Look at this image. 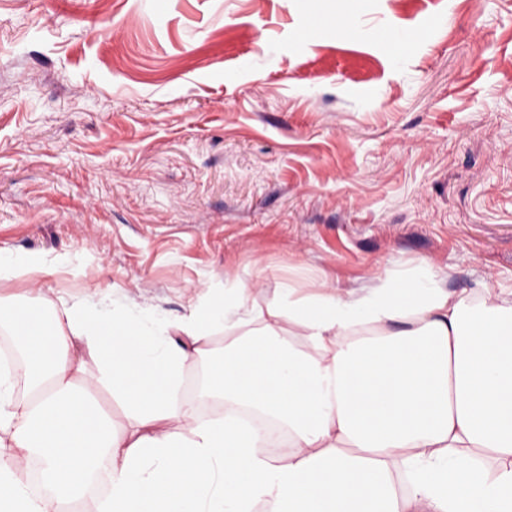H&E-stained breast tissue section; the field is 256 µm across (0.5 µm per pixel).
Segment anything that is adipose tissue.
<instances>
[{
	"mask_svg": "<svg viewBox=\"0 0 512 512\" xmlns=\"http://www.w3.org/2000/svg\"><path fill=\"white\" fill-rule=\"evenodd\" d=\"M258 295L227 289L177 340L125 305L0 296V330L22 355L0 363V512H76L98 470L97 512H512V294L469 301L427 275L301 299L289 287L282 326L255 314ZM221 323L240 333L205 355ZM202 357L218 420L177 398ZM103 385L133 430L114 427ZM243 407L287 431V455L241 424Z\"/></svg>",
	"mask_w": 512,
	"mask_h": 512,
	"instance_id": "ef3b65f1",
	"label": "adipose tissue"
}]
</instances>
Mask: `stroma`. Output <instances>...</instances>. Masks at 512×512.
I'll return each mask as SVG.
<instances>
[{
    "instance_id": "35a3bbf8",
    "label": "stroma",
    "mask_w": 512,
    "mask_h": 512,
    "mask_svg": "<svg viewBox=\"0 0 512 512\" xmlns=\"http://www.w3.org/2000/svg\"><path fill=\"white\" fill-rule=\"evenodd\" d=\"M0 0V295L175 323L427 264L512 291V0ZM56 271H58L57 266L47 265L39 257L18 258L0 254V280L25 275L40 279L50 276Z\"/></svg>"
}]
</instances>
